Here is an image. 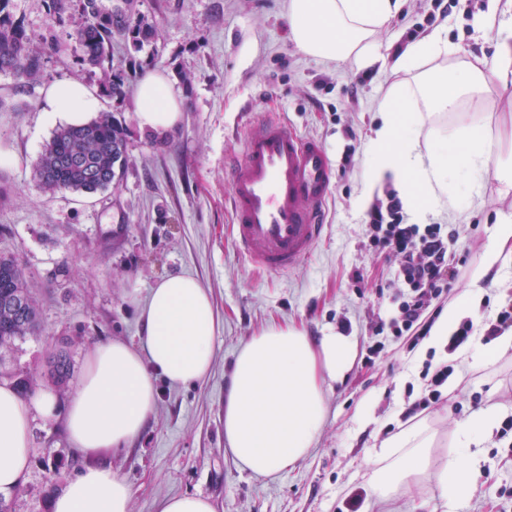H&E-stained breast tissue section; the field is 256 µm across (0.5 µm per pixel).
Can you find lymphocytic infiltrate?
<instances>
[{"instance_id":"lymphocytic-infiltrate-1","label":"lymphocytic infiltrate","mask_w":512,"mask_h":512,"mask_svg":"<svg viewBox=\"0 0 512 512\" xmlns=\"http://www.w3.org/2000/svg\"><path fill=\"white\" fill-rule=\"evenodd\" d=\"M370 229L372 246L398 260L397 278L406 289L388 327L399 336L409 332L423 338L430 330L423 321L430 301L455 278L448 266V236L438 224L405 223L395 203L372 211Z\"/></svg>"}]
</instances>
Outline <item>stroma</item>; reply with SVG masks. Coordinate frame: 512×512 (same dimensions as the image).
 <instances>
[{"instance_id": "stroma-1", "label": "stroma", "mask_w": 512, "mask_h": 512, "mask_svg": "<svg viewBox=\"0 0 512 512\" xmlns=\"http://www.w3.org/2000/svg\"><path fill=\"white\" fill-rule=\"evenodd\" d=\"M156 23V50L138 53L140 71L193 72L179 127L171 133L140 129L132 100L102 98L126 130L128 165L118 187L92 195L49 196L31 180L32 166L55 126L41 105L50 84L73 79L97 87V75L78 62L80 50L49 61L41 80L18 87L0 75V96L16 111L0 112V255L19 259L37 299L42 331L0 355V383L29 377L31 392L49 391L60 403L75 393L89 349L121 340L138 346L140 295L176 274L196 277L212 297L219 327L206 380L175 386L156 378L154 412L142 433L107 459L133 490L131 512H157L161 500L182 494L208 497L216 512H346L348 496L364 501L367 475L380 442L402 429L403 412L424 394L425 363H449L454 373L442 398L418 413L436 430L445 452L458 431L489 404L512 414V349L484 357L474 343L465 362L446 348L412 344L410 337L377 334L378 319L397 311L400 284L394 259L369 245V215L399 192L397 183L369 179L379 105L389 88L406 80L394 67L405 49L433 30L451 48L439 66L494 65L497 31L480 32L490 0H403L400 11L373 40L369 57L336 63L304 54L290 39L286 0H140ZM491 106L461 101L434 128L483 126L490 154L512 147V88L489 85ZM278 118L316 138L328 152L334 181L325 204L327 227L309 256L290 271L257 270L231 235L232 186L225 161L240 157L249 128ZM453 209L454 240L448 262L457 276L431 301L428 317L464 297L472 282L482 290L466 302L463 318L476 331L512 302V264L486 265L494 226L512 213V193L495 176L479 192L458 187L442 197ZM362 280H354V272ZM293 326L311 339L328 331L352 337L355 355L344 377L326 390V418L310 453L271 479L241 471L224 441V399L238 348L269 326ZM66 351L72 377L59 388L49 379L53 355ZM482 470L457 512H512V433L481 444ZM30 467L10 499L12 512H49L52 495L86 464L69 441L62 417L35 416Z\"/></svg>"}]
</instances>
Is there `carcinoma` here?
I'll use <instances>...</instances> for the list:
<instances>
[{"instance_id":"obj_1","label":"carcinoma","mask_w":512,"mask_h":512,"mask_svg":"<svg viewBox=\"0 0 512 512\" xmlns=\"http://www.w3.org/2000/svg\"><path fill=\"white\" fill-rule=\"evenodd\" d=\"M0 0V73L10 74L25 87L43 74L53 57L66 54L68 44L81 51L80 64L100 70L99 84L107 97L123 102L132 91L136 61L129 56L114 62L112 42L139 52L156 46L158 30L137 8L138 0H45L52 20L35 36ZM68 26L60 37L55 26ZM127 139L112 113L101 112L81 125L58 127L44 145L32 171V180L46 195L60 191L93 193L115 187L127 165ZM40 330L38 304L31 295L24 267L12 256H0V353L15 341ZM71 375L67 355L53 357L52 381L64 386Z\"/></svg>"}]
</instances>
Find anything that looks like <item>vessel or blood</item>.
<instances>
[{"mask_svg":"<svg viewBox=\"0 0 512 512\" xmlns=\"http://www.w3.org/2000/svg\"><path fill=\"white\" fill-rule=\"evenodd\" d=\"M229 175L240 253L267 271L299 265L323 231L322 203L333 179L328 154L287 123L266 121L251 129Z\"/></svg>","mask_w":512,"mask_h":512,"instance_id":"b4317fda","label":"vessel or blood"}]
</instances>
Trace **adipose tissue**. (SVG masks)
Masks as SVG:
<instances>
[{
    "instance_id": "adipose-tissue-1",
    "label": "adipose tissue",
    "mask_w": 512,
    "mask_h": 512,
    "mask_svg": "<svg viewBox=\"0 0 512 512\" xmlns=\"http://www.w3.org/2000/svg\"><path fill=\"white\" fill-rule=\"evenodd\" d=\"M399 0H288L292 39L304 53L325 61L343 60L367 48L398 9ZM449 52L435 31L399 57L396 67L412 79L394 85L380 108L383 121L375 132L378 147L370 181L393 178L407 187L408 212L424 214L420 197H439L454 187L458 167L476 178L494 168L495 176L512 189V152L489 162L480 126L464 125L453 136L456 150H425L418 119L455 109L462 98H482L487 75L467 66L456 71L436 67ZM135 118L140 128L176 130L183 112V93L169 75L146 71L134 89ZM96 90L73 81L52 83L42 110L48 120L83 123L98 111ZM140 347L109 340L94 344L74 396L59 406L54 395L22 396L0 384V496L21 485L29 464L32 418L63 416L72 444L95 462L67 480L50 503L51 512H130L133 491L99 456L124 446L142 432L156 400V377L173 385L204 381L211 370L218 321L213 302L201 283L175 275L154 286L140 307ZM353 342L328 333L319 343L294 327L272 325L238 350L224 404V438L240 467L252 476L269 478L307 456L325 421V384L348 370ZM499 410L476 413L458 436L453 455L438 456L436 431L407 427L384 440L379 466L370 478L373 494L382 501L401 496L421 476L433 475L440 491V512H455L479 475L481 460L470 446L490 435Z\"/></svg>"
}]
</instances>
